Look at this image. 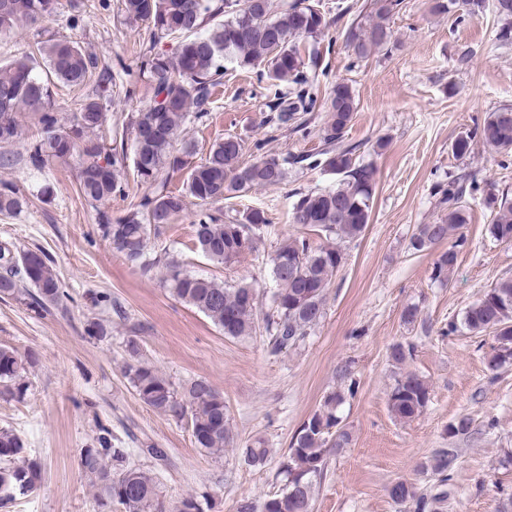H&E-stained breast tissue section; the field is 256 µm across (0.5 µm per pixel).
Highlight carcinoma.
I'll return each mask as SVG.
<instances>
[{
	"mask_svg": "<svg viewBox=\"0 0 512 512\" xmlns=\"http://www.w3.org/2000/svg\"><path fill=\"white\" fill-rule=\"evenodd\" d=\"M484 0H434L432 10L441 14L461 11L475 16ZM400 0H372L370 19L347 31V43L362 59L383 48L390 40V18ZM60 0H0V34L20 25L38 28L55 14ZM494 10L504 21L499 38L512 40V0H494ZM127 20L147 24L150 44L176 35L180 38L172 53L149 52L137 67L124 68L129 88L136 91L144 81L151 90L148 106L131 113L127 128L133 136V176L149 188L138 203L122 216L99 213L103 236L131 264L147 272L156 265L165 269L167 290L175 299L196 308L230 338L265 334L267 352L278 356L300 347L325 314L327 289L343 265L342 244L358 240L365 232L373 207L375 169L357 156V147L345 143L348 128L358 109L352 87L335 82L324 102L326 118L319 129L323 149L314 165L337 175L329 189L298 192L290 222L297 233L280 239L270 258L274 291L272 312L259 316L255 288L248 283L228 286L212 278L186 272L180 262L168 256L146 257L151 232L171 223L192 199L198 206L194 220L195 238L202 252L212 261L232 267L257 250L271 228L265 211L251 209L227 224L220 222L209 205L243 196L260 187L279 186L287 179L288 166L304 162L301 157L278 158L263 152V143L247 147L232 134L213 144L204 161H190L188 147L175 153L173 143L188 121L201 122L212 109L213 94L224 84V61L231 58L243 69L256 71L258 80L270 81L272 95L265 124L272 131L307 135L305 115L316 110L310 71L317 69V53L302 54L298 40L316 38L331 26L309 0H285L273 6L272 0H122ZM42 62L23 56L0 64V144H11L19 134L18 116L33 112L38 116L43 136L30 143L27 161L42 169L53 160L76 161L78 192L91 203H103L124 195L125 151L108 148L96 137L107 121L111 77L98 75L95 91L80 104L69 122H59L52 106V87L60 82L81 86L97 69V58L74 41L49 37L38 47ZM291 85L288 91L280 83ZM499 153L512 152V106L503 105L488 114L473 131L459 136L452 144L458 158L472 153L475 138ZM255 152L246 161L247 151ZM185 173L183 190L169 189L160 178L162 170ZM476 188L470 175L448 177L440 190L439 203L448 206V217L434 224H420L411 235L408 249L413 253L456 237L455 243L440 252L432 267V279L448 284L458 259V243L467 222L464 198ZM25 203L12 185H0V212H15ZM487 204L494 212L489 234L496 240L512 242V204L498 202L490 195ZM316 232L321 242L313 244L307 232ZM0 296L15 297L27 289L32 303L46 308L62 303L65 291L40 249L19 256L0 247ZM462 323L470 332L488 333L495 340L487 359L491 378L512 365V278L495 282L466 309ZM411 343L392 346L390 357L397 365L412 357ZM129 360L124 376L138 399L153 411L178 419L189 418L197 447L221 455L233 443L224 397L207 380L196 379L180 388L156 367L140 360L139 345L127 344ZM25 362L14 349L0 347V395L22 397L27 391L23 380ZM337 388L329 391L320 406L293 435L287 453L280 460L276 478L282 483L274 495L263 500L244 498L237 512H312L317 483L327 470L333 451L341 452L351 443L343 425L340 407L353 395L357 380L352 362L336 371ZM430 401L428 383L418 374L405 371L394 380L388 393V406L398 421L420 416ZM474 431L467 414L448 424L450 438H464ZM25 448L13 430L0 428V493L40 489L41 474L36 465L22 464ZM270 450L256 439L240 449V459L248 466L266 463ZM134 449L114 448L107 436L99 447L85 448L80 454L82 472L95 484L102 500H118L125 512H163L159 490L149 471L132 461ZM459 449L438 448L421 471L434 478L422 487L408 479L390 485L389 497L401 512H443L448 501V485L453 479Z\"/></svg>",
	"mask_w": 512,
	"mask_h": 512,
	"instance_id": "cac0c4a2",
	"label": "carcinoma"
}]
</instances>
